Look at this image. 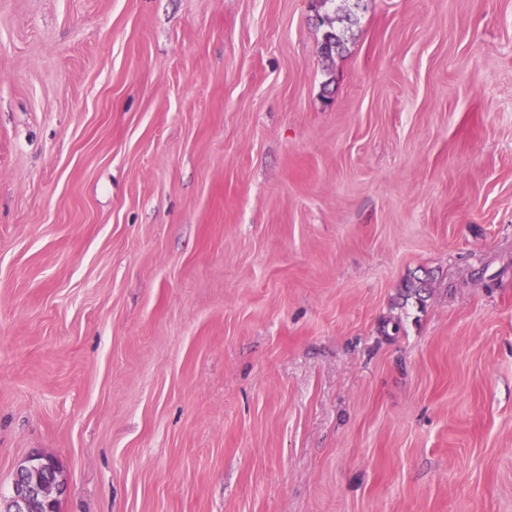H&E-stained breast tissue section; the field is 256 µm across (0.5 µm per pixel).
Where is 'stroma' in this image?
I'll use <instances>...</instances> for the list:
<instances>
[{
	"label": "stroma",
	"mask_w": 512,
	"mask_h": 512,
	"mask_svg": "<svg viewBox=\"0 0 512 512\" xmlns=\"http://www.w3.org/2000/svg\"><path fill=\"white\" fill-rule=\"evenodd\" d=\"M34 454L59 512H512V0H0V501ZM336 21L342 26L335 28L332 25L334 22L330 21V29L323 36L322 52L325 56L327 53L332 56L335 51L344 47L346 34L353 24L351 13L346 12L344 15H338Z\"/></svg>",
	"instance_id": "stroma-1"
}]
</instances>
